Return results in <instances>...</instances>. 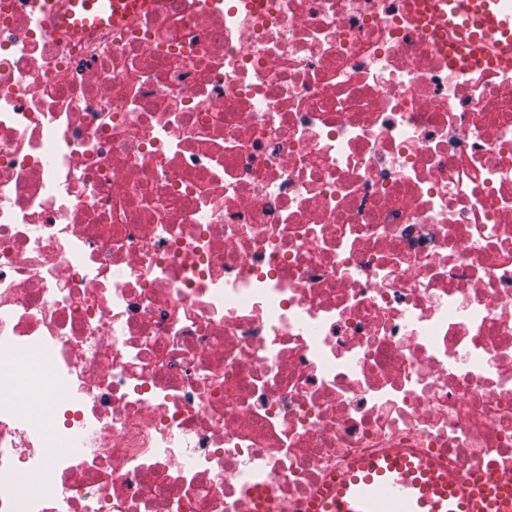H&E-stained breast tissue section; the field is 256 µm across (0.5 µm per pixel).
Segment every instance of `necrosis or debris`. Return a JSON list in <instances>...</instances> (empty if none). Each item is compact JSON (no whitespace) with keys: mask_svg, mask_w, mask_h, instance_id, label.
I'll return each instance as SVG.
<instances>
[{"mask_svg":"<svg viewBox=\"0 0 512 512\" xmlns=\"http://www.w3.org/2000/svg\"><path fill=\"white\" fill-rule=\"evenodd\" d=\"M407 5L0 0V512L512 475V71Z\"/></svg>","mask_w":512,"mask_h":512,"instance_id":"obj_1","label":"necrosis or debris"}]
</instances>
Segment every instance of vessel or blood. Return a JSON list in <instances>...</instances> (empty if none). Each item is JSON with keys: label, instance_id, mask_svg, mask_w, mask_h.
Wrapping results in <instances>:
<instances>
[{"label": "vessel or blood", "instance_id": "b4317fda", "mask_svg": "<svg viewBox=\"0 0 512 512\" xmlns=\"http://www.w3.org/2000/svg\"><path fill=\"white\" fill-rule=\"evenodd\" d=\"M415 10L431 28L455 27L501 46L496 66H512V0H423ZM312 512H512V476L455 473L436 461L396 452L351 465L311 505Z\"/></svg>", "mask_w": 512, "mask_h": 512}]
</instances>
